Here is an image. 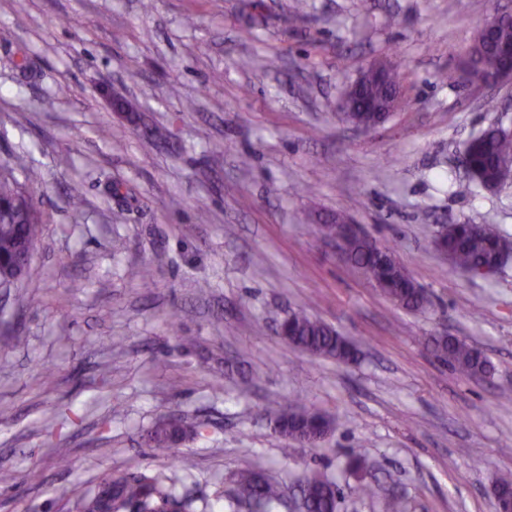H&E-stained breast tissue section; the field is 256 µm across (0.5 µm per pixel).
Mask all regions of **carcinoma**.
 <instances>
[{"mask_svg": "<svg viewBox=\"0 0 512 512\" xmlns=\"http://www.w3.org/2000/svg\"><path fill=\"white\" fill-rule=\"evenodd\" d=\"M500 60L486 49L472 57L464 68L465 80L471 85L486 81L489 74L499 69ZM465 164L470 181L486 188L500 186L509 175L500 169V163L512 162V134L490 127L470 139L464 150ZM20 162L0 163V287H17L21 279L15 277L13 261L24 246L36 248L43 230V214L37 206L28 185L14 175ZM344 224L331 220L320 225L325 238H343L345 259L374 282L398 308L419 310L425 301L417 285L397 262L381 263L378 244L366 235H345ZM512 251V241L503 236L497 225L480 224L473 233L461 230L460 239L448 235V263L458 272H464L495 259L494 249ZM289 344L316 357L355 362L359 352L330 325L310 318L304 311L291 314ZM433 356L463 377H483L491 374L490 360L475 346L451 336H438L427 340ZM289 410L282 407L268 409L275 422V434L287 440L303 441L323 414L305 410L298 416L288 417ZM170 425L161 421L149 435L151 447H171ZM237 504L245 499L253 512H274L282 503L280 488L270 482L259 467L240 470L235 478ZM300 490L306 494L299 505L303 512H337L336 483L324 474L307 475L301 480ZM68 512H195V498L187 491L179 492L171 477L164 471L149 466L131 473H108L93 489L82 492L69 501Z\"/></svg>", "mask_w": 512, "mask_h": 512, "instance_id": "carcinoma-1", "label": "carcinoma"}]
</instances>
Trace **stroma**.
<instances>
[{"instance_id":"1","label":"stroma","mask_w":512,"mask_h":512,"mask_svg":"<svg viewBox=\"0 0 512 512\" xmlns=\"http://www.w3.org/2000/svg\"><path fill=\"white\" fill-rule=\"evenodd\" d=\"M144 1L0 0V161L36 173L46 221L0 300V469L15 475L0 512H67L108 472L147 465L197 512H228L255 464L288 496L307 474L335 478L338 512H387L393 497L404 512H495L492 480L512 471V261L461 275L435 240L451 224L512 239V181L458 191L466 142L512 123V84L439 75L512 0ZM380 60L403 65L406 104L360 130L336 105ZM337 215L393 250L422 310L394 306L319 237ZM296 309L359 362L280 338ZM443 334L493 373L437 362L423 340ZM270 405L318 409L334 429L279 440ZM172 415L197 434L157 453L147 436ZM351 454L369 460L363 478L345 473Z\"/></svg>"}]
</instances>
